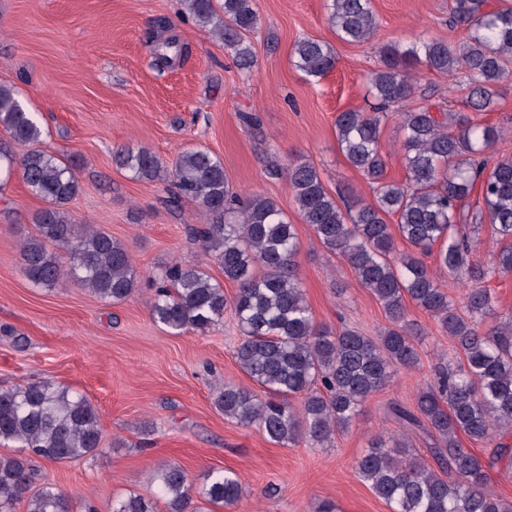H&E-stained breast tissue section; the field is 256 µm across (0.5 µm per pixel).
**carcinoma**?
Masks as SVG:
<instances>
[{"label": "carcinoma", "instance_id": "carcinoma-1", "mask_svg": "<svg viewBox=\"0 0 512 512\" xmlns=\"http://www.w3.org/2000/svg\"><path fill=\"white\" fill-rule=\"evenodd\" d=\"M182 2L185 16L223 41L241 72L252 73L251 35L260 23L254 0ZM327 9L339 39L361 43L377 35L371 0H328ZM452 18L467 30L455 46L440 40L382 44V66L368 80L371 110L336 116L339 148L373 185V202L340 203L306 161L287 168L303 223L326 251L347 262L390 320L377 336L316 322L302 288L294 225L274 201L232 191L220 158L186 150L164 174L147 148L113 155L133 177L167 183L168 208L178 210L186 201L197 207L194 241L224 280L237 286L228 297L203 267L175 260L159 277L150 312L173 335L203 334L224 319V311L234 313L243 335L235 358L261 388L226 384L218 392L216 407L238 425L255 427L278 445L325 447L396 370L419 364L415 342L422 329L409 318L408 304L448 333L455 353L440 357L437 383L417 391L414 407L391 408L404 433L374 437L355 463L357 477L390 512H512V502L488 484L489 469L512 461V445L504 442L512 436V316L498 314L486 287L493 276L512 274V159L491 165L486 157L501 129L463 119L450 131L448 120L429 106H410L420 66L450 77L465 74L467 106L477 112L491 106L512 72V3L499 0L490 8L487 0H454ZM293 57L298 70L316 79L336 65L335 49L311 38L296 43ZM393 115L400 120L405 156L402 183L387 180L382 152L381 124ZM0 128L10 138L0 141V176L20 170L30 193L46 203L35 215L36 235L22 243L30 280L47 288L71 282L113 303L128 299L135 290L129 249L103 229L72 223L66 205L79 191L76 172L36 147L42 137L36 115L6 85H0ZM19 146L25 148L21 154ZM477 186L483 207L469 232H461L458 207ZM389 216L396 223H388ZM486 222L509 244L482 255L478 233ZM399 239L414 251L399 249ZM431 254L433 268L426 261ZM445 278L467 287L461 302L449 296ZM417 433L432 441L436 468L411 453L409 435ZM463 436L495 448L481 456L463 447ZM101 441L99 413L86 395L49 381L0 389V443L21 448L0 455V512H16L22 502L27 512H96L52 483L32 490L31 463L82 459L96 453ZM150 483L153 495L131 494L115 502L113 512H158L160 500L165 512H206L194 505L193 494L220 507L243 494L231 470L209 473L197 492L176 463L154 470Z\"/></svg>", "mask_w": 512, "mask_h": 512}]
</instances>
